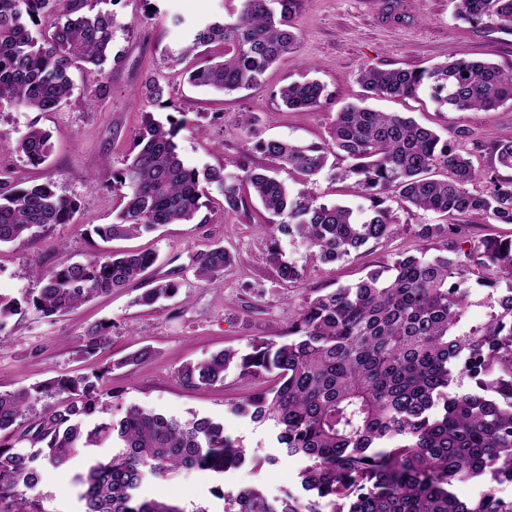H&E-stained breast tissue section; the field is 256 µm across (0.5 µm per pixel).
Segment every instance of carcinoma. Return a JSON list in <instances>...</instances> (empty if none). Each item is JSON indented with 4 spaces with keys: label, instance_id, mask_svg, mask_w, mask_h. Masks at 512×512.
<instances>
[{
    "label": "carcinoma",
    "instance_id": "carcinoma-1",
    "mask_svg": "<svg viewBox=\"0 0 512 512\" xmlns=\"http://www.w3.org/2000/svg\"><path fill=\"white\" fill-rule=\"evenodd\" d=\"M455 16L468 23L494 17L512 27V0H453ZM299 0H242L235 20L194 29L170 53L179 61L201 47L223 46L221 60H207L189 82L232 93L260 86L267 69L299 44L295 18ZM111 12H93L88 0H0V106L55 110L73 91L70 71L91 65L104 72L116 29ZM363 99L404 98L427 89L435 102L456 111L492 110L512 104V72L493 63L450 54L430 68H380L358 73ZM317 81L292 82L280 90L290 109L321 103ZM142 95L154 105L164 89L148 78ZM183 120L162 122L147 112L114 181L124 188L115 222L97 228L105 239L129 238L165 224H188L215 185L224 212L247 204L244 192L267 213L258 225L267 257L280 280L295 283L302 270L284 258L283 237L292 238L322 263L350 257L371 241L400 232L388 200L437 214L444 224H417L419 246L383 269L331 292L308 296L284 339L252 338L244 351L225 349L177 372L188 388L224 382L230 369L245 382L268 379L229 404L236 415L268 422L276 447L302 456L306 497L269 500L255 488L225 498L224 512H512V499L497 486L512 483V239L484 236L460 254L453 247L430 256L429 244L463 235L459 217H483L512 224V178H485L464 144L461 128L450 140L410 117L349 103L336 113L329 140L307 145L261 138L258 117L245 112L235 135L252 146L234 162L235 171L188 166L176 137ZM0 147L24 155L33 165L47 161L49 134L35 126L14 143L0 131ZM258 153L275 163L263 167ZM497 164L512 169V135L494 149ZM341 156L351 166L334 177L357 176L355 188L372 201L356 212L310 194L289 193L278 173L310 182ZM77 200L57 192L53 181L0 193V246L24 244L34 229L69 224ZM157 260L149 251L91 256L60 268L37 270V293L18 300L0 294V329L32 305L45 317L66 313L88 298L109 293L142 276ZM236 257L214 245L196 257V276L216 283ZM494 270L509 282L487 323L459 332L469 304L465 284L473 271ZM179 284L159 282L136 305L151 309L175 297ZM111 342L108 327L87 330L78 354L93 357ZM153 357L144 347L112 362L140 366ZM103 373L61 375L28 389L0 391V499L18 498L42 483L49 470L86 458L73 478L79 512H185L143 489L182 470L217 476L248 459L241 440L224 423L208 417L187 420L130 407L118 421L104 412ZM473 382L463 388L462 380ZM56 394L66 398L32 417V402ZM107 447L100 457L95 449ZM490 475L480 496L462 500L452 488Z\"/></svg>",
    "mask_w": 512,
    "mask_h": 512
}]
</instances>
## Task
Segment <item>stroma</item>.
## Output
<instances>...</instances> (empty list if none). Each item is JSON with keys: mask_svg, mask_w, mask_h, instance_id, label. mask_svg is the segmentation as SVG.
<instances>
[{"mask_svg": "<svg viewBox=\"0 0 512 512\" xmlns=\"http://www.w3.org/2000/svg\"><path fill=\"white\" fill-rule=\"evenodd\" d=\"M91 3L95 10L113 12L124 23L112 43L116 59L105 68L109 93L87 100L97 76L75 70L73 94L57 110L0 109V130L8 132L12 141L23 139L29 127L36 126L50 133L52 143L49 158L38 167L19 152L0 150V181L24 188L49 179L58 193L80 204L72 223L41 231L25 245L0 247V293L24 297L36 289L33 271L82 261L92 254L142 249L155 252L157 261L142 279L121 291L93 297L66 314L47 318L33 306L23 307L0 329V390L14 391L61 374L103 369L110 392L105 419L118 420L131 406L181 419L207 416L239 436L249 453L274 457V464L257 468L249 462L221 478L209 472L182 471L159 484L158 492L186 512L198 507L224 512L225 496L248 487L260 489L272 500L301 495L300 474L306 459L281 454L268 424L227 411L229 401L248 393V385L231 372L223 383L196 390L183 386L177 371L184 363L203 361L220 350L244 348L253 337L279 339L305 295L332 291L356 282L369 270L390 265L398 253L414 247V225L436 223V215L394 206L395 219L402 226L399 234L370 243L334 264L321 263L301 245L282 240L286 256L306 269L303 280L285 283L267 260L258 229L259 204L252 201L239 212L225 213L215 188L192 223L168 224L129 240H102L95 229L113 223L122 193L112 173L122 168L144 112L162 120L170 111H178L184 124L176 141L186 163L200 169L228 168L244 148L232 134L241 113L258 114L263 137L321 143L328 140L337 112L359 98L357 75L363 65L428 67L454 50L512 71V29L490 19L479 24L455 20L452 0H300L296 51L267 70L261 87L224 95L193 87L184 79V71L200 64V57L175 62L168 53L195 26L233 21L241 0ZM150 77L165 87L170 107L141 99L139 92ZM312 79L325 87L320 105L286 109L280 88ZM371 105L413 117L447 136L460 127L469 129L477 143L472 151L475 166L512 177V170L495 168L493 153L498 140L512 131V105L459 112L437 106L423 91L408 98H377ZM286 182L295 194L308 193L357 211L369 206L350 179L334 181L322 175L305 183L290 176ZM213 244L234 252L237 260L220 280L205 284L194 275L195 257ZM162 279L179 283L176 297L152 310L134 305L138 294ZM506 285L505 279L489 273L469 276L464 326L485 323ZM95 323L108 326L112 343L97 357L81 358L76 350L88 326ZM142 347L153 351L149 363L108 370L110 360ZM83 465L79 456L70 471L48 472L41 485L29 492V500L38 502L43 512H77L78 489L72 475ZM218 488L224 490V497L215 496Z\"/></svg>", "mask_w": 512, "mask_h": 512, "instance_id": "35a3bbf8", "label": "stroma"}]
</instances>
